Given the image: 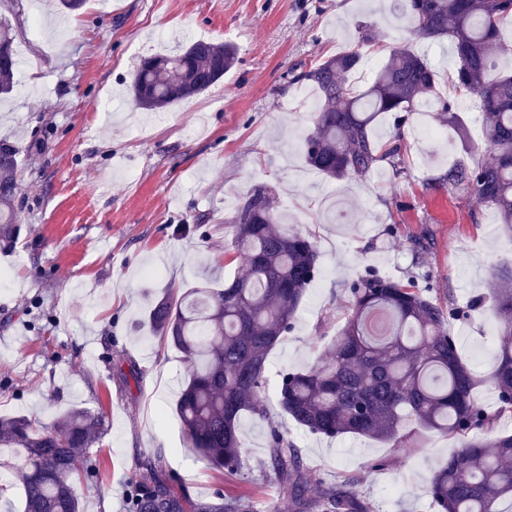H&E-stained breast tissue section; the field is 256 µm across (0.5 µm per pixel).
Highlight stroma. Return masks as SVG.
<instances>
[{"label":"stroma","instance_id":"obj_1","mask_svg":"<svg viewBox=\"0 0 512 512\" xmlns=\"http://www.w3.org/2000/svg\"><path fill=\"white\" fill-rule=\"evenodd\" d=\"M17 30L14 90L0 99V137L20 149L18 230L0 242V417L24 414L52 425L75 407L102 412L93 447L103 478L82 486L83 512H127L139 461L164 450L165 470L195 500L215 490L246 492L253 512H294L267 475L269 421L244 417V476L219 474L186 446L176 394L186 380L180 354L152 337L148 310L166 291L222 287L244 265L230 222L258 185L274 189L287 228L316 244L319 273L294 329L272 350L269 379L305 368L330 348L349 313V284L374 270L427 286L440 303L469 307L487 295L497 264L512 255L494 208L435 177L470 144L486 151L475 101L461 104L465 136L416 114L403 132L406 170L333 180L302 151L311 125L303 85L291 70L359 45L363 67L347 82L362 89L386 48L407 38L377 0H87L77 12L58 0H0ZM373 40L359 44L356 24ZM196 40L231 42L235 67L203 94L162 112L136 108L129 94L141 58ZM431 249L416 262L413 244ZM458 350L478 374L492 365L496 319L470 310L450 319ZM135 362L138 382L118 366ZM313 487L356 477L373 512H431L429 478L456 448L420 432L406 448L351 436L329 439L296 427Z\"/></svg>","mask_w":512,"mask_h":512}]
</instances>
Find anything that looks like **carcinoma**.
Wrapping results in <instances>:
<instances>
[{
	"instance_id": "cac0c4a2",
	"label": "carcinoma",
	"mask_w": 512,
	"mask_h": 512,
	"mask_svg": "<svg viewBox=\"0 0 512 512\" xmlns=\"http://www.w3.org/2000/svg\"><path fill=\"white\" fill-rule=\"evenodd\" d=\"M394 18L417 40L448 38L456 61V99L437 91L438 72L410 41L392 45L371 85L356 92L344 76L363 62L349 48L298 73L289 84H311L320 105L305 142L309 166L336 180L364 179L385 161L401 167V135L414 113L435 106L442 122L460 127L456 100L474 98L481 112L488 158L472 165L457 159L440 181L461 187L480 204L493 206L502 232L512 240V74L497 70L512 57L499 23L512 16V0H393ZM16 34L0 21V94L14 89ZM232 43L194 41L173 54L143 59L130 84L134 103L161 112L197 96L224 77L237 61ZM392 113L394 135L377 141L372 129ZM20 156L0 137V239L17 223L15 199ZM234 246L244 271L222 288L166 292L152 303L150 333L174 347L188 378L176 410L188 447L210 468L228 475L244 469L245 414L267 417L268 357L298 317L306 290L318 272L314 242L280 227L275 196L258 187L235 208ZM497 317L492 371L476 375L448 333L445 310L430 289L403 284L374 271L349 286L350 314L329 352L315 365L280 374L275 399L285 422L328 438L364 437L405 447L409 423L455 439L458 449L430 478L436 512H504L512 501V432L498 428L512 416V261L490 285ZM489 382L497 391L492 410L478 404L474 389ZM104 432V417L73 408L54 426L26 415L0 418V449L17 458L0 477V498L19 486L23 512H82L78 487L97 477L90 448ZM263 469L278 476L296 512H371L351 490L356 478L311 497L304 463L288 431L270 428ZM128 512H251L243 495L216 492L195 501L178 492L163 472L162 455L145 461L128 490Z\"/></svg>"
}]
</instances>
